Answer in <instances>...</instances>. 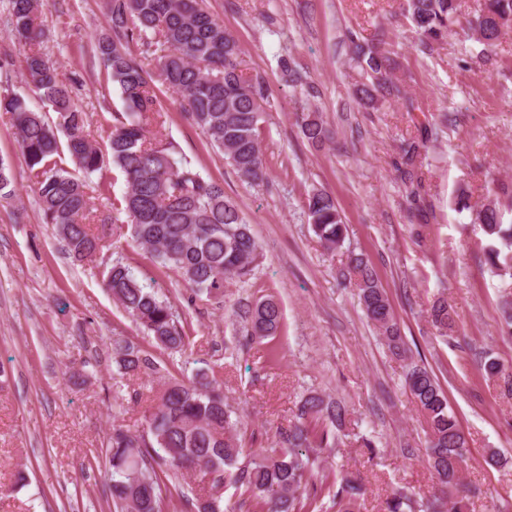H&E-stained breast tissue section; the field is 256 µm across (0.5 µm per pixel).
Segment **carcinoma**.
<instances>
[{"instance_id": "cac0c4a2", "label": "carcinoma", "mask_w": 512, "mask_h": 512, "mask_svg": "<svg viewBox=\"0 0 512 512\" xmlns=\"http://www.w3.org/2000/svg\"><path fill=\"white\" fill-rule=\"evenodd\" d=\"M405 3L425 46L452 31L460 10V0ZM43 6V0H8L7 24L27 46L26 79L42 103L57 113L58 122L49 124L41 112L17 96H0V112L10 115L29 177L38 186L43 219L54 226L74 260L91 261L112 247V236L121 235V229L113 227L111 215L93 212L87 180L64 167L67 155L89 176L103 168L104 156L89 138L85 112L74 102V83L65 82L41 51ZM510 26L512 0H486L481 12L468 21L466 35L482 46L480 55L486 58ZM139 41L152 49L158 80L180 95L192 122L240 176L256 184L266 180L259 147V129L268 105L266 89L259 77L240 69L236 37L202 7L201 0H106V27L97 38L95 53L124 105V112L114 116L108 140L112 164L126 181L119 205L130 219L131 237L154 262L177 272L193 290L220 297L224 282L251 275L261 245L221 185L205 179L173 143L155 142L148 136V127L163 115L153 79L130 50V43ZM350 42L358 67L356 102L376 109L388 98L403 97L389 77V58L373 44L354 38ZM282 67L292 86H308L300 69L286 60ZM297 121L311 145L328 140L318 113L302 112ZM429 133L427 126L420 125V135L403 147L406 178L411 183ZM509 199L512 184L501 183L473 217L486 240L484 256L490 274L511 287L512 224L503 222L505 213L512 211ZM305 209L323 245L331 251L342 247L347 227L336 200L326 192L313 191L306 197ZM345 269L388 349L396 356L405 355L392 305L372 266L350 252ZM104 283L158 348L171 354L188 351L189 336L172 305L129 265L113 262ZM238 310L250 341L261 343L280 335L283 312L273 297L243 304ZM429 317L440 336L450 337L455 319L446 300L434 302ZM114 350L125 374L157 369L153 360L127 343L114 342ZM484 370L499 382L502 392L512 395V373L505 372L497 359H488ZM213 373L212 367L201 369L188 382L165 384L142 429L112 430L105 456L114 512H161L163 478L182 469L223 479L240 491L241 505H250L253 512H305L321 495L329 497L334 512H357L361 485L341 471L325 483L306 451L313 442L320 447L336 444L345 423L344 403L311 393L300 402L296 422L279 433L277 446L246 448L239 421L224 403ZM406 383L428 425L427 462L442 496L420 504L413 495L398 492L388 500L387 512H469L470 490L461 477L467 441L438 378L426 366L414 364ZM197 512H224L223 496L211 493L198 500Z\"/></svg>"}]
</instances>
